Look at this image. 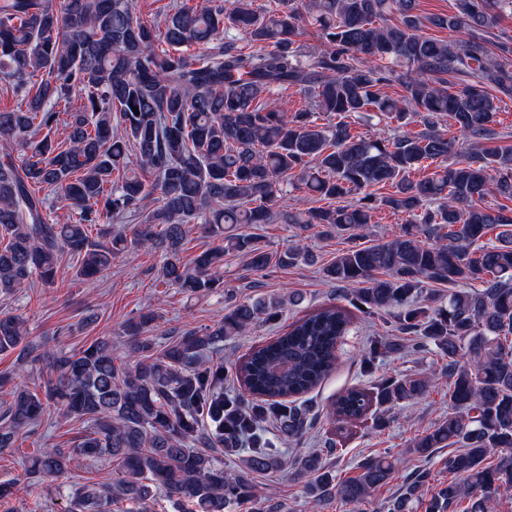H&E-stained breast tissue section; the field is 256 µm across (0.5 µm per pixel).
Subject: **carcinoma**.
Listing matches in <instances>:
<instances>
[{
    "mask_svg": "<svg viewBox=\"0 0 512 512\" xmlns=\"http://www.w3.org/2000/svg\"><path fill=\"white\" fill-rule=\"evenodd\" d=\"M180 0L144 20L134 0H0V85L21 106L0 111V293L37 282L52 288L65 266L92 282L121 254L158 257L155 282L188 296L224 287V254L249 268L309 260L295 244L278 258L259 238L225 226L283 219L322 237L346 233L352 245L323 269L343 298L370 320L398 311L409 348L374 336L363 370L433 346L448 378V416L410 448L424 465L402 482L387 512H493L512 492V148L494 145L499 102L512 99V35L490 30L512 16V0H454L444 16L422 18L417 0ZM453 41L424 35L426 24ZM313 28L321 47L298 42ZM246 40L258 49L245 52ZM201 49L187 55L184 47ZM398 84L395 99L384 89ZM295 88L306 108L286 115L271 98ZM138 111H133V108ZM373 115L393 134L351 132V119ZM455 127L449 137L442 122ZM417 122L423 129L413 131ZM68 128L64 140L59 126ZM426 170L419 179L413 172ZM389 187L380 195L377 188ZM329 200L326 207L288 206L293 193ZM70 209L51 218L49 195ZM405 217L392 237L358 241L379 210ZM125 228L114 231L112 224ZM201 224L217 245L186 263L191 228ZM502 228L495 239L487 234ZM97 234H92V230ZM432 282L454 287L448 304L424 298ZM280 301H242L224 319L178 336L160 329L152 309L129 318L123 334L133 361L116 362L112 341L46 349L21 316L0 312V355L39 365V383L21 371L0 372V453L35 434L47 410L86 422L89 434L68 449L28 452L22 479L0 484V501L22 485L32 495L78 459L107 458L112 472L75 485L64 512H154L165 493L186 512H279L259 495L254 472H277L290 441L294 466L309 477L316 505L332 498L362 504L386 483L399 458L365 460L360 475L336 480L319 451L302 447L309 411L302 397L335 369L353 324L342 305L306 315L231 363L239 387L224 391V340L258 321L273 322ZM436 384L426 373L353 386L327 411L340 422L371 420L383 431ZM279 434L265 435L262 423ZM452 478L426 496L427 464L439 448ZM249 450L224 469L208 452Z\"/></svg>",
    "mask_w": 512,
    "mask_h": 512,
    "instance_id": "carcinoma-1",
    "label": "carcinoma"
}]
</instances>
